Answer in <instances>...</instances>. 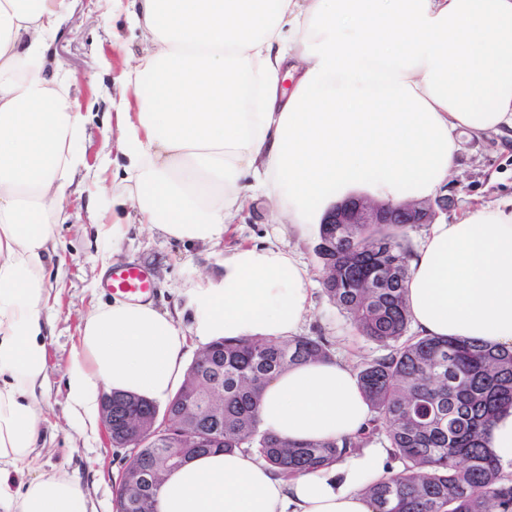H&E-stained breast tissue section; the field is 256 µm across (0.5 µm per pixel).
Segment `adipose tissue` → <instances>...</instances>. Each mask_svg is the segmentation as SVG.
<instances>
[{
  "instance_id": "1",
  "label": "adipose tissue",
  "mask_w": 512,
  "mask_h": 512,
  "mask_svg": "<svg viewBox=\"0 0 512 512\" xmlns=\"http://www.w3.org/2000/svg\"><path fill=\"white\" fill-rule=\"evenodd\" d=\"M145 48L118 81L112 152L141 223L184 244L223 237L255 194L305 237L317 215L366 191L400 205L447 183L457 136L512 132V0H115ZM66 0H0V512H89L65 473L25 484L47 370L45 270L81 115L50 50ZM182 328L152 302H103L82 322L68 400L95 418L102 392L167 399L185 378L188 338L294 336L309 271L276 246H243L220 283L188 288ZM406 307L426 336L512 349V210L491 204L428 225L409 262ZM369 407L346 361L288 368L265 388L263 430L336 440ZM383 451L283 479L237 449L188 460L158 512H375L363 488Z\"/></svg>"
}]
</instances>
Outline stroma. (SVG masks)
<instances>
[{
    "mask_svg": "<svg viewBox=\"0 0 512 512\" xmlns=\"http://www.w3.org/2000/svg\"><path fill=\"white\" fill-rule=\"evenodd\" d=\"M111 0H69V21L52 47L57 64L74 81L76 109L84 117L85 136L78 149L85 164L66 192L67 221L57 228V245L48 266L49 319L45 348L46 377L37 389L41 406L36 474L64 472L79 480L93 512H114L115 487L125 449L107 447L102 421L75 415L68 406L67 379L79 350L84 316L110 295L100 286L101 255L113 266L137 264L147 269L160 310L184 309V291L197 279L220 280L224 257L240 245H275L293 252L307 266L313 281L312 308L301 326L303 336L326 337L335 356L360 363L380 355V348L355 331L350 319L323 292V265L314 248L317 234L300 238L280 224L266 197L248 201L221 240L184 246L168 240L149 225H126L122 237L98 234L100 210L108 206L118 184L101 159L112 137L109 116L117 91L113 84L126 62L141 54L143 43L124 20L105 22ZM445 194L454 206L441 213L453 220L474 199L494 204L512 202V145L498 138H459L458 162Z\"/></svg>",
    "mask_w": 512,
    "mask_h": 512,
    "instance_id": "35a3bbf8",
    "label": "stroma"
}]
</instances>
